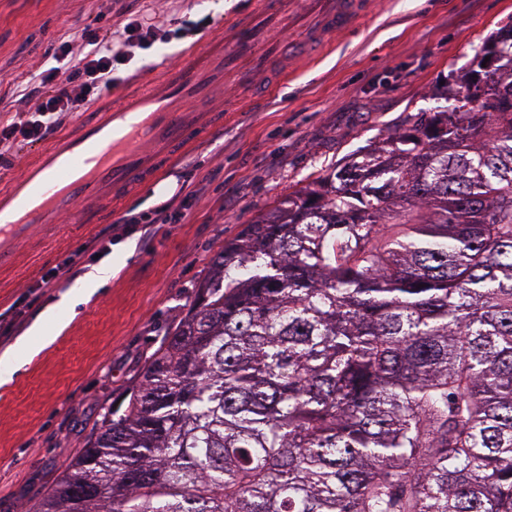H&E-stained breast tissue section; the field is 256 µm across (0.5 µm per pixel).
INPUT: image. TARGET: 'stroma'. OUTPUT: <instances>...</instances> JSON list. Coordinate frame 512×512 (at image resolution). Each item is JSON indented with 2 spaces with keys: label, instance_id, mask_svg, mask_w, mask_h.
<instances>
[{
  "label": "stroma",
  "instance_id": "obj_1",
  "mask_svg": "<svg viewBox=\"0 0 512 512\" xmlns=\"http://www.w3.org/2000/svg\"><path fill=\"white\" fill-rule=\"evenodd\" d=\"M250 3L0 0V127L14 121L19 91L54 66L57 47L96 19L116 27L148 12L181 32L136 50L116 71L120 86L96 100L100 108L154 81L186 47H208L226 18ZM510 25L512 0H370L357 33H335L317 58H289L287 82L256 111H236V89L215 88L220 122L161 179L122 198L92 196L80 207L87 222L63 220L22 247L14 267L0 272V313H24L20 330L0 325V512H34L98 431L104 409L140 381L224 241L347 154L402 131L411 115L453 106L472 75L475 46ZM167 206L179 218L152 225L150 242L143 225L123 221ZM106 227L111 250L87 254L86 267H108L112 276L69 317L67 301L81 280L51 289L35 282ZM24 344L28 363L11 372Z\"/></svg>",
  "mask_w": 512,
  "mask_h": 512
}]
</instances>
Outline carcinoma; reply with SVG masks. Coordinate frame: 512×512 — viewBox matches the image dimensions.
<instances>
[{
	"label": "carcinoma",
	"instance_id": "carcinoma-1",
	"mask_svg": "<svg viewBox=\"0 0 512 512\" xmlns=\"http://www.w3.org/2000/svg\"><path fill=\"white\" fill-rule=\"evenodd\" d=\"M481 92L220 247L39 512H512V27Z\"/></svg>",
	"mask_w": 512,
	"mask_h": 512
}]
</instances>
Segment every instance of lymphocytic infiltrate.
I'll return each instance as SVG.
<instances>
[{
	"instance_id": "obj_1",
	"label": "lymphocytic infiltrate",
	"mask_w": 512,
	"mask_h": 512,
	"mask_svg": "<svg viewBox=\"0 0 512 512\" xmlns=\"http://www.w3.org/2000/svg\"><path fill=\"white\" fill-rule=\"evenodd\" d=\"M170 38V31L144 16L128 19L113 34L85 27L81 39L87 50L82 57L72 58L71 45L63 44L56 57L67 61L65 71L48 70L39 81L41 101L37 108L0 128V168L10 167L15 142L32 144L48 140L74 114L87 111L95 98L117 88L119 80L114 75V66L123 61L126 49L148 48L158 42H169Z\"/></svg>"
}]
</instances>
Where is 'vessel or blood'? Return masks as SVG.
I'll return each instance as SVG.
<instances>
[{"mask_svg":"<svg viewBox=\"0 0 512 512\" xmlns=\"http://www.w3.org/2000/svg\"><path fill=\"white\" fill-rule=\"evenodd\" d=\"M306 2L314 7L307 27L314 40L356 32L355 20L365 10L363 0ZM287 5L288 0H254L246 13L228 21L231 48H208L164 69L149 89L128 95L76 136L58 141L0 191V268L12 266L18 244L44 224L76 217L93 186L122 195L141 180L158 178L178 153L196 146L212 128L211 115L185 106L210 96L213 74L243 90L265 73L279 83L285 73L271 65L286 47L277 31Z\"/></svg>","mask_w":512,"mask_h":512,"instance_id":"obj_1","label":"vessel or blood"}]
</instances>
